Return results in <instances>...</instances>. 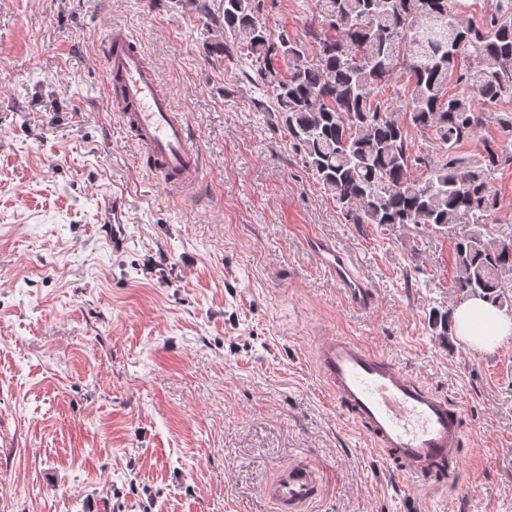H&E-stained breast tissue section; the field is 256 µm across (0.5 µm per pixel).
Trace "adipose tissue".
Here are the masks:
<instances>
[{
	"label": "adipose tissue",
	"instance_id": "adipose-tissue-1",
	"mask_svg": "<svg viewBox=\"0 0 512 512\" xmlns=\"http://www.w3.org/2000/svg\"><path fill=\"white\" fill-rule=\"evenodd\" d=\"M454 335L471 351L483 352L512 339V315L480 297L459 304L452 314Z\"/></svg>",
	"mask_w": 512,
	"mask_h": 512
}]
</instances>
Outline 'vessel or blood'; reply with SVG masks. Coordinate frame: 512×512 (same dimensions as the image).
I'll list each match as a JSON object with an SVG mask.
<instances>
[{"label":"vessel or blood","mask_w":512,"mask_h":512,"mask_svg":"<svg viewBox=\"0 0 512 512\" xmlns=\"http://www.w3.org/2000/svg\"><path fill=\"white\" fill-rule=\"evenodd\" d=\"M104 51L108 92L148 171L172 194L192 196L203 179V154L184 114L174 109L147 62L139 39L126 27H112ZM313 245L347 301L370 307L374 291L361 276L356 258L326 239H315ZM314 370L368 447L385 455L413 483L438 490L447 476L458 472L463 414L450 398L349 336H326L316 349ZM319 484L316 469L291 463L263 486L262 493L279 512H303Z\"/></svg>","instance_id":"obj_1"}]
</instances>
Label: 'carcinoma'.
I'll use <instances>...</instances> for the list:
<instances>
[{
    "label": "carcinoma",
    "instance_id": "1",
    "mask_svg": "<svg viewBox=\"0 0 512 512\" xmlns=\"http://www.w3.org/2000/svg\"><path fill=\"white\" fill-rule=\"evenodd\" d=\"M262 2L224 0L223 15L211 18L224 30L214 48L271 99L260 105L277 114L346 220L457 229L456 292L511 308L512 231L487 225L501 203L493 176L512 153L487 143L473 163L455 149L482 113L512 100V0H486L468 23L463 0H315L308 43L271 32ZM460 59L475 60L456 77L470 96L448 93ZM402 75L404 88L387 97ZM400 101L417 129L433 132L436 151L415 150L396 117ZM413 169L422 177L411 178Z\"/></svg>",
    "mask_w": 512,
    "mask_h": 512
}]
</instances>
